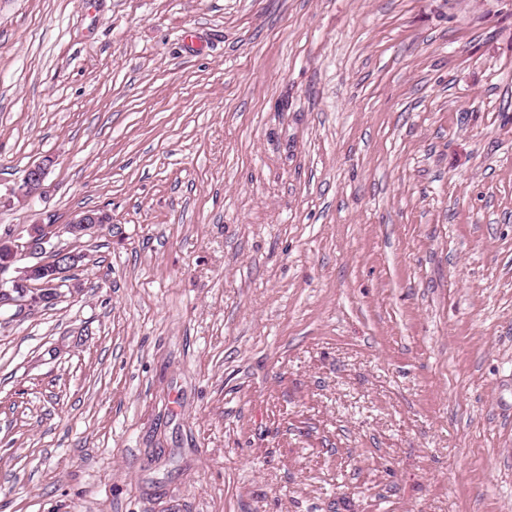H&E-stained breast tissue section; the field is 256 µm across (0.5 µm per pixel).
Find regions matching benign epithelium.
<instances>
[{"label":"benign epithelium","mask_w":512,"mask_h":512,"mask_svg":"<svg viewBox=\"0 0 512 512\" xmlns=\"http://www.w3.org/2000/svg\"><path fill=\"white\" fill-rule=\"evenodd\" d=\"M45 177L43 166L30 167L19 189V199L34 198ZM109 223L111 217L104 211H82L73 216L65 230L80 237ZM49 240L48 226L42 224H31L18 231L8 230L0 235V248L10 253L9 259L0 264V313L13 307L50 304L60 298L57 286L66 281L67 273L77 266L81 256L49 251Z\"/></svg>","instance_id":"obj_1"}]
</instances>
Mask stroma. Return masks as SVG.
Segmentation results:
<instances>
[{"label":"stroma","instance_id":"35a3bbf8","mask_svg":"<svg viewBox=\"0 0 512 512\" xmlns=\"http://www.w3.org/2000/svg\"><path fill=\"white\" fill-rule=\"evenodd\" d=\"M35 223L0 512H512V0H0ZM46 177V169L41 165L31 166L24 177L18 197L21 201H27L34 198L40 191L42 183ZM110 222V215L104 211H82L73 216L65 230L80 237ZM50 227L31 224L23 230L5 231L0 236V248L10 253L9 259L0 264V315L12 307L50 304L60 298L59 285L66 281L67 273L77 266L81 256L58 250L48 252ZM47 253H50L49 259L19 264L24 259H40ZM41 276H45L42 282H31ZM54 286L59 287L51 288Z\"/></svg>","mask_w":512,"mask_h":512}]
</instances>
